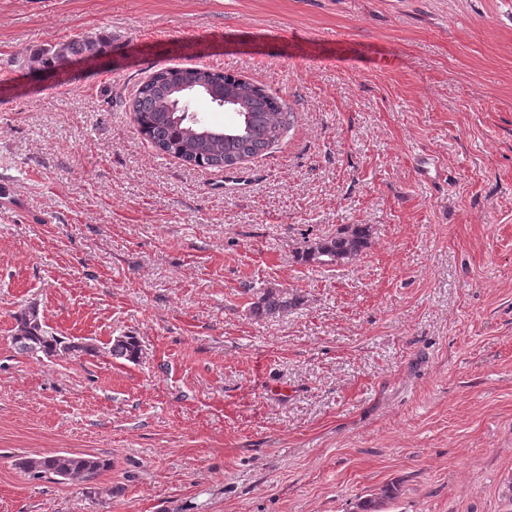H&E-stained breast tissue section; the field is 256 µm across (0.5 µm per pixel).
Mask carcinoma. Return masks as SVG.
<instances>
[{"label":"carcinoma","instance_id":"1","mask_svg":"<svg viewBox=\"0 0 512 512\" xmlns=\"http://www.w3.org/2000/svg\"><path fill=\"white\" fill-rule=\"evenodd\" d=\"M103 48L96 37H79L33 57L32 63L50 69L73 57L95 58ZM187 88L199 89L201 96L213 103L234 100L241 112L240 121L225 129L181 112L178 104ZM131 108L141 134L157 150L200 168L230 167L260 155L278 143L293 122V113L285 111L283 101L261 86L204 67L173 66L153 72L137 85ZM370 237V226L348 224L334 237L304 241L297 256L304 263L338 264L360 255L368 247ZM303 304L301 295L268 286L257 292L251 313L258 319H273ZM15 321L11 342L22 355L35 359L60 355L77 359L98 353V346L93 343L66 341L53 335L32 305L17 314ZM108 353L114 359L135 363L140 359L141 349L137 337L126 334L112 338ZM110 466V461L98 456L67 452L18 461V467L34 479L54 476L81 483L97 480Z\"/></svg>","mask_w":512,"mask_h":512}]
</instances>
